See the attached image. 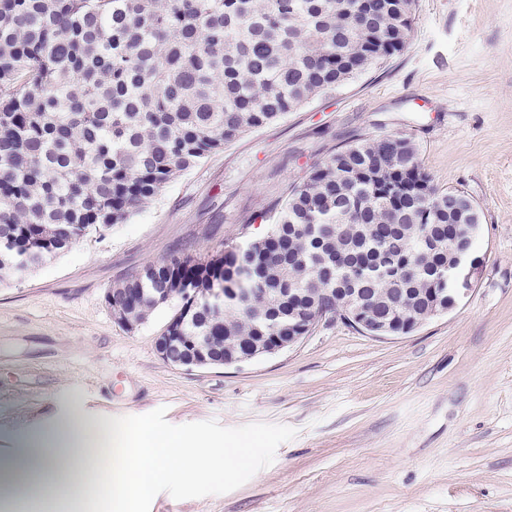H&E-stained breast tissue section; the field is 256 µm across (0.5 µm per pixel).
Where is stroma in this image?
Masks as SVG:
<instances>
[{"label":"stroma","instance_id":"stroma-1","mask_svg":"<svg viewBox=\"0 0 512 512\" xmlns=\"http://www.w3.org/2000/svg\"><path fill=\"white\" fill-rule=\"evenodd\" d=\"M411 137L434 185L480 209L472 289L415 331L341 321L248 362L185 368L155 349L171 309L120 327L105 294L176 252L266 232L313 163ZM78 406L112 423L250 438L224 483L175 481L138 512H512V0H416L407 50L241 134L104 237L0 282V456Z\"/></svg>","mask_w":512,"mask_h":512}]
</instances>
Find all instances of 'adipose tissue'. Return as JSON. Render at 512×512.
Wrapping results in <instances>:
<instances>
[{
  "label": "adipose tissue",
  "instance_id": "obj_1",
  "mask_svg": "<svg viewBox=\"0 0 512 512\" xmlns=\"http://www.w3.org/2000/svg\"><path fill=\"white\" fill-rule=\"evenodd\" d=\"M112 464H101L104 452ZM243 441L191 440L164 428L109 425L73 411L34 431L0 460V500L42 504L43 512H113L175 480L224 482L252 455Z\"/></svg>",
  "mask_w": 512,
  "mask_h": 512
}]
</instances>
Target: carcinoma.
<instances>
[{
  "label": "carcinoma",
  "instance_id": "carcinoma-1",
  "mask_svg": "<svg viewBox=\"0 0 512 512\" xmlns=\"http://www.w3.org/2000/svg\"><path fill=\"white\" fill-rule=\"evenodd\" d=\"M415 0H0V280L149 206L182 172L246 131L380 68L409 45ZM412 138L362 137L291 188L266 235L207 257L174 254L107 291L142 324L174 297L182 343L230 361L291 332L288 305L350 290L403 331L448 250L475 251ZM236 288L214 306L207 290Z\"/></svg>",
  "mask_w": 512,
  "mask_h": 512
}]
</instances>
